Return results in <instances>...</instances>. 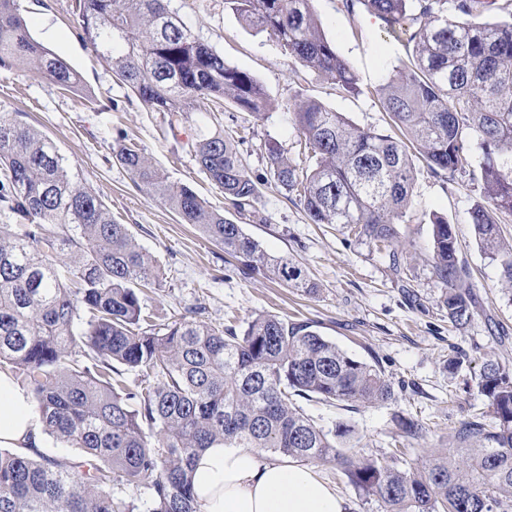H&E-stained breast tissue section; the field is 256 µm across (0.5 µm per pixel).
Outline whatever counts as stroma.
I'll return each instance as SVG.
<instances>
[{
	"mask_svg": "<svg viewBox=\"0 0 512 512\" xmlns=\"http://www.w3.org/2000/svg\"><path fill=\"white\" fill-rule=\"evenodd\" d=\"M72 3L20 0L33 36L82 74L87 94L61 93L30 73L0 72V111L20 113L52 138L82 183L158 260L163 286L142 295L144 310L159 323L194 316L239 331L259 313L308 325L381 370L395 393L389 402L375 405L302 401L304 413L319 427L350 425L358 436L356 458L393 460L402 468L434 452L452 453L454 431L488 411L478 386L483 362L496 358L512 366V297L501 290L498 262L478 249L470 220L471 209L484 201L480 186L461 174L436 176L416 160L413 200L397 226L402 253L395 271L387 251L349 236L339 225L311 223L294 195L265 185L257 217L238 214L234 220L268 253L290 256L305 269L318 285L308 295L261 274L240 275L223 247L152 200L112 154L118 136L127 135L170 181L187 184L210 205L223 207L222 189L196 165L191 145L198 136L218 128L228 136H244L237 146L243 163L263 177L268 141L277 142L297 163L306 161L292 118L297 99L317 100L358 127L388 130L390 119L373 90L406 60L405 42L389 37L382 21L365 9L351 14L342 0H313L322 32L359 78V92L343 93L330 79L285 56L267 33L246 25L228 0H171V9L196 37L226 62L252 73L276 104L262 120L229 105L219 115L199 112L173 126L167 113L146 111L113 75L110 62L84 45ZM435 214L453 227L476 300L470 323L461 328L438 302L430 263ZM459 351L468 360L449 371L447 359ZM401 416L423 424L420 438L396 441L395 421ZM312 469L350 501L351 512H384L382 503L359 494L336 464L316 462Z\"/></svg>",
	"mask_w": 512,
	"mask_h": 512,
	"instance_id": "obj_1",
	"label": "stroma"
}]
</instances>
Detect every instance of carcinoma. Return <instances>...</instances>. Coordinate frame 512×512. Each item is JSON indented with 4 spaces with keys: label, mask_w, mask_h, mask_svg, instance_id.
<instances>
[{
    "label": "carcinoma",
    "mask_w": 512,
    "mask_h": 512,
    "mask_svg": "<svg viewBox=\"0 0 512 512\" xmlns=\"http://www.w3.org/2000/svg\"><path fill=\"white\" fill-rule=\"evenodd\" d=\"M249 26L285 55L359 92L358 77L321 32L312 0H231ZM497 0H343L378 17L412 45L408 61L377 95L401 136L360 128L300 99L294 120L311 164L266 144L277 187L296 196L314 224H340L389 250L400 270L396 224L412 201L415 155L436 176L464 173L487 204L472 208L475 242L500 261L512 292V243L497 214H512V19L472 17ZM85 45L110 59L115 76L148 112L189 120L228 101L261 118L273 108L262 84L195 37L170 0H75ZM0 70H29L82 92L81 74L30 34L18 0H0ZM483 161L472 165L474 148ZM199 170L237 212L254 207L261 178L249 173L224 131L193 144ZM113 155L137 186L239 262L306 294L317 284L292 258L270 256L242 226L173 183L120 137ZM0 367L28 381L43 432L80 451L77 460L0 448V512H200L191 484L196 459L216 444L259 448L298 463L332 462L386 512H512V372L482 364L479 387L493 426L475 417L453 435L460 456L432 455L409 469L351 454L355 432L324 431L300 399L383 404L392 384L373 366L304 325L259 313L242 333L195 318L156 324L140 286L161 268L112 211L82 186L55 144L15 112H0ZM431 267L439 304L456 326L474 314L452 226L431 219ZM140 376L137 389L125 375ZM406 440L416 419L396 421Z\"/></svg>",
    "instance_id": "1"
}]
</instances>
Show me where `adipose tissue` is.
Instances as JSON below:
<instances>
[{"label":"adipose tissue","instance_id":"ef3b65f1","mask_svg":"<svg viewBox=\"0 0 512 512\" xmlns=\"http://www.w3.org/2000/svg\"><path fill=\"white\" fill-rule=\"evenodd\" d=\"M30 395L0 373V447L40 448ZM193 489L202 512H349V501L311 468L266 460L249 448L215 445L197 459Z\"/></svg>","mask_w":512,"mask_h":512}]
</instances>
